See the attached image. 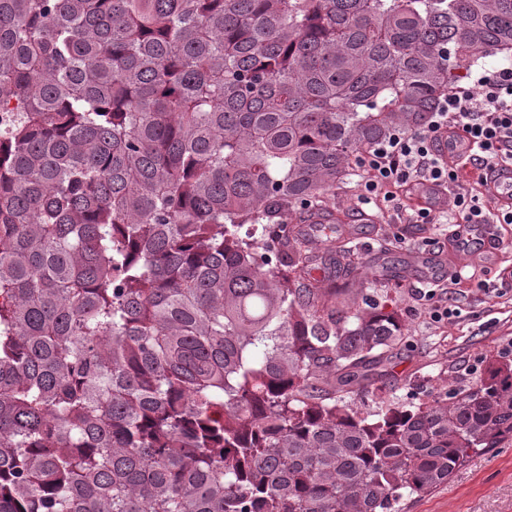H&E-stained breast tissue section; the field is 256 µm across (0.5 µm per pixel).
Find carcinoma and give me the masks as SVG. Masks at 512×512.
Returning a JSON list of instances; mask_svg holds the SVG:
<instances>
[{
    "mask_svg": "<svg viewBox=\"0 0 512 512\" xmlns=\"http://www.w3.org/2000/svg\"><path fill=\"white\" fill-rule=\"evenodd\" d=\"M512 57V0H0V512H397L512 444L288 215Z\"/></svg>",
    "mask_w": 512,
    "mask_h": 512,
    "instance_id": "obj_1",
    "label": "carcinoma"
}]
</instances>
